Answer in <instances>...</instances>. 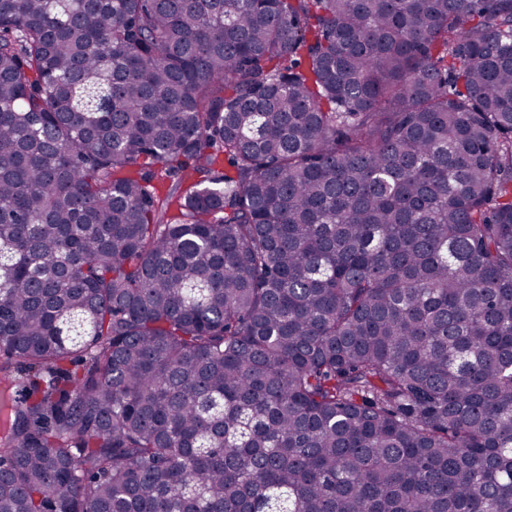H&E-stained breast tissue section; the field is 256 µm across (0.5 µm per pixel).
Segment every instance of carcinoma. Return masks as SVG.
Instances as JSON below:
<instances>
[{
	"label": "carcinoma",
	"instance_id": "carcinoma-1",
	"mask_svg": "<svg viewBox=\"0 0 512 512\" xmlns=\"http://www.w3.org/2000/svg\"><path fill=\"white\" fill-rule=\"evenodd\" d=\"M0 352V512H512V0H0Z\"/></svg>",
	"mask_w": 512,
	"mask_h": 512
}]
</instances>
